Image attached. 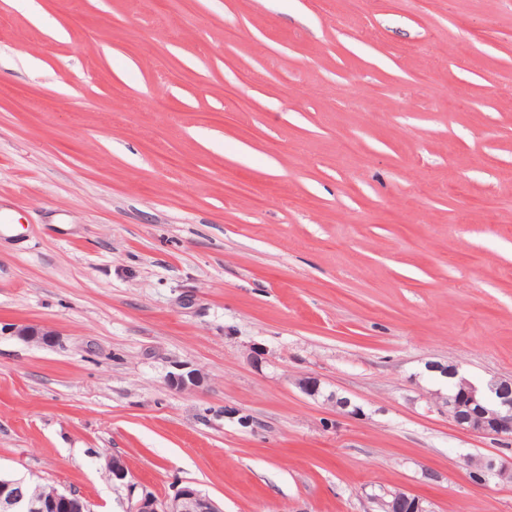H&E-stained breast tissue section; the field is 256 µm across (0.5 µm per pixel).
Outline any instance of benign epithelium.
Segmentation results:
<instances>
[{"mask_svg":"<svg viewBox=\"0 0 512 512\" xmlns=\"http://www.w3.org/2000/svg\"><path fill=\"white\" fill-rule=\"evenodd\" d=\"M16 335L33 344L52 342L55 333L37 324L22 323L14 327ZM450 378L458 379L451 393L442 398V407L458 426L471 433L512 439V382L492 378L480 386L459 373L455 366L444 370ZM168 384L178 390H194L203 383L199 369L187 364L167 377ZM108 471L115 481L127 479L129 471L118 456L108 461ZM472 473L483 478L495 474L505 482H512V461L502 463L493 457L472 461ZM33 483L24 478L0 475V512H91L89 501L72 490H54L48 496L32 493ZM381 512H428L425 500L402 491H386L374 496ZM126 512H223V508L210 496L191 486L176 489L173 497L160 500L144 493Z\"/></svg>","mask_w":512,"mask_h":512,"instance_id":"1","label":"benign epithelium"}]
</instances>
